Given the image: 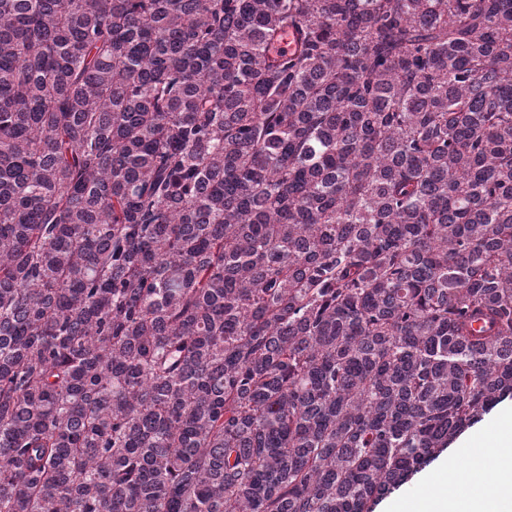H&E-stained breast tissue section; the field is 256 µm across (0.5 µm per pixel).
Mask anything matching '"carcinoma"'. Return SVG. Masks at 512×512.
Returning a JSON list of instances; mask_svg holds the SVG:
<instances>
[{"mask_svg":"<svg viewBox=\"0 0 512 512\" xmlns=\"http://www.w3.org/2000/svg\"><path fill=\"white\" fill-rule=\"evenodd\" d=\"M505 399L512 0H0V512H374Z\"/></svg>","mask_w":512,"mask_h":512,"instance_id":"obj_1","label":"carcinoma"}]
</instances>
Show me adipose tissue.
<instances>
[{"instance_id":"obj_1","label":"adipose tissue","mask_w":512,"mask_h":512,"mask_svg":"<svg viewBox=\"0 0 512 512\" xmlns=\"http://www.w3.org/2000/svg\"><path fill=\"white\" fill-rule=\"evenodd\" d=\"M498 432L494 443L486 445L465 437L458 441L460 452L476 451L480 471L497 474L495 491H488L479 481L478 473L447 492L444 474L447 465H440L438 476L423 475L416 483L405 487L387 512H512V413L508 412L493 423Z\"/></svg>"}]
</instances>
